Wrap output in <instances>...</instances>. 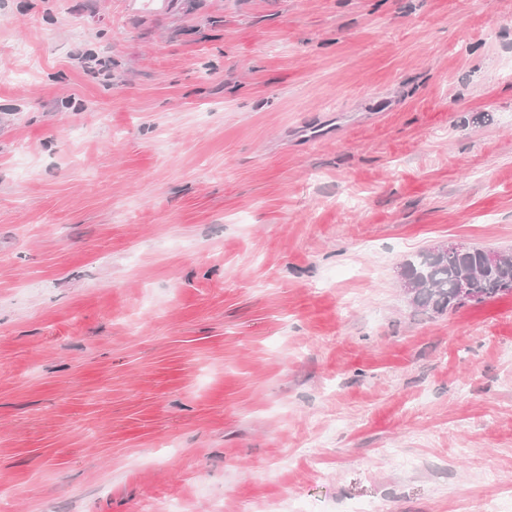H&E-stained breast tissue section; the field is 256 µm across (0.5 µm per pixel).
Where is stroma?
<instances>
[{"mask_svg":"<svg viewBox=\"0 0 512 512\" xmlns=\"http://www.w3.org/2000/svg\"><path fill=\"white\" fill-rule=\"evenodd\" d=\"M446 240L512 252V0H0V512H479L512 297L412 308Z\"/></svg>","mask_w":512,"mask_h":512,"instance_id":"stroma-1","label":"stroma"}]
</instances>
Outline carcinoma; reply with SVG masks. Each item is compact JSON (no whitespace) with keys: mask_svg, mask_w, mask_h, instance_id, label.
<instances>
[{"mask_svg":"<svg viewBox=\"0 0 512 512\" xmlns=\"http://www.w3.org/2000/svg\"><path fill=\"white\" fill-rule=\"evenodd\" d=\"M409 283L404 286L413 306L442 314L465 306L461 293L470 295L468 303L512 296L505 285L512 284V253L491 259V250L469 246L460 254H450L441 246L418 252L403 264Z\"/></svg>","mask_w":512,"mask_h":512,"instance_id":"obj_1","label":"carcinoma"}]
</instances>
